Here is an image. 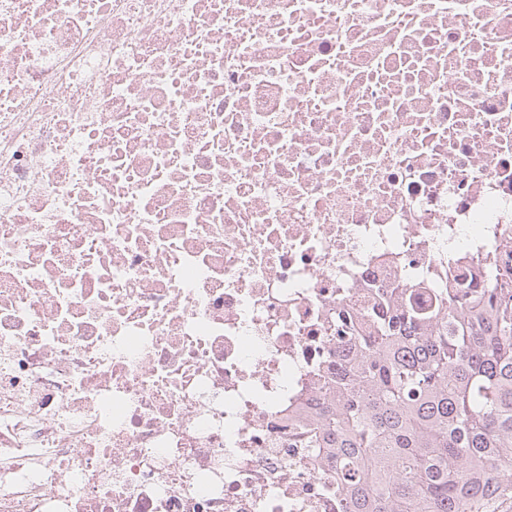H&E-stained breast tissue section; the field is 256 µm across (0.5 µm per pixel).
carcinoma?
<instances>
[{
	"instance_id": "obj_1",
	"label": "carcinoma",
	"mask_w": 512,
	"mask_h": 512,
	"mask_svg": "<svg viewBox=\"0 0 512 512\" xmlns=\"http://www.w3.org/2000/svg\"><path fill=\"white\" fill-rule=\"evenodd\" d=\"M425 304L410 283L368 324L336 317L355 353L315 407L306 448H330L348 512H504L512 505V236Z\"/></svg>"
}]
</instances>
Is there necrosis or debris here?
<instances>
[{"label":"necrosis or debris","mask_w":512,"mask_h":512,"mask_svg":"<svg viewBox=\"0 0 512 512\" xmlns=\"http://www.w3.org/2000/svg\"><path fill=\"white\" fill-rule=\"evenodd\" d=\"M509 227L512 0H0V512H345L337 313Z\"/></svg>","instance_id":"1"}]
</instances>
